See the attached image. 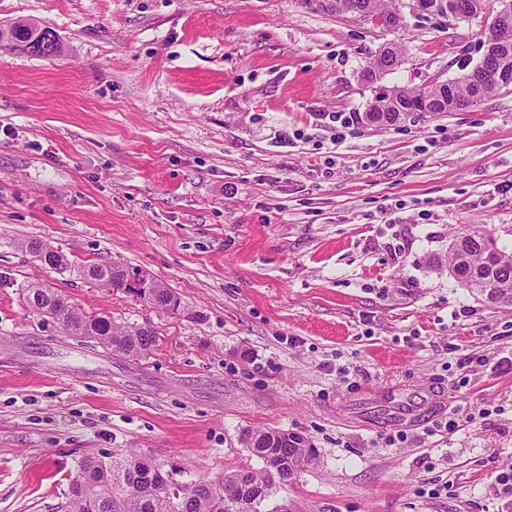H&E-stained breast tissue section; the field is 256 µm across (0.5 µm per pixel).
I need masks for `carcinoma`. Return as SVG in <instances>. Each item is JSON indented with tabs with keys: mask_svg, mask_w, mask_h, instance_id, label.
Returning a JSON list of instances; mask_svg holds the SVG:
<instances>
[{
	"mask_svg": "<svg viewBox=\"0 0 512 512\" xmlns=\"http://www.w3.org/2000/svg\"><path fill=\"white\" fill-rule=\"evenodd\" d=\"M488 37L496 49V64L512 70V23L491 21ZM478 74L476 86L484 100L500 91L488 76ZM474 86V87H476ZM474 87L452 80L447 85H432L427 94L436 101L433 111H448V102L474 94ZM422 88H397L375 97L368 112L392 125L412 108ZM30 252L44 264L65 268L68 260L41 241L27 244ZM453 277L471 292L485 296L486 280L493 282L492 299L512 305V252L498 248L494 238L480 232L460 234L449 250ZM84 272L102 288H120L136 293L154 306L195 316L178 301L171 289L152 280L147 288L138 269L117 268L109 264H90ZM27 301L34 310L56 317L71 334L89 336L110 352L132 359L142 358L157 345V332L150 327H122L99 314H88L73 305L52 288L33 285ZM250 453L262 461L263 469L241 468L217 481L179 483L177 491L151 493L144 481L159 484L167 473L164 465L133 453L112 455L109 460L85 457L78 465L77 475L69 487L64 512H260L259 505L269 496L274 484L286 485L298 470L316 460V451L306 437L298 433L259 430L245 435Z\"/></svg>",
	"mask_w": 512,
	"mask_h": 512,
	"instance_id": "obj_1",
	"label": "carcinoma"
}]
</instances>
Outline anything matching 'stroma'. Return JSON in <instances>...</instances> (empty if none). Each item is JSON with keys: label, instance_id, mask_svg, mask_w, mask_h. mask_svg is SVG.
Here are the masks:
<instances>
[{"label": "stroma", "instance_id": "35a3bbf8", "mask_svg": "<svg viewBox=\"0 0 512 512\" xmlns=\"http://www.w3.org/2000/svg\"><path fill=\"white\" fill-rule=\"evenodd\" d=\"M402 13L385 31L334 0H0V23L61 46H0V512H62L88 455L184 483L258 469L242 437L270 429L317 462L260 512H512V306L448 271L462 232L512 251V91L367 125L379 92L484 53L488 15ZM387 45L401 65L367 79ZM84 261L189 315L95 287ZM34 283L156 349L68 334ZM27 248L30 252L35 254V256L38 257L41 262L50 266L51 268H66L68 265V259H65L61 254L53 250V248L46 243L41 241H30L27 244ZM89 276L102 288H120L130 292L136 293L140 298H144L154 306L179 313L189 315L190 310L181 304L178 297L172 292L171 289L165 287L163 284L155 280L149 279L150 285L148 288H141L140 284L144 282V276L140 270L117 268L109 264H90L85 265L83 273ZM128 273H134L137 276L138 288H133L128 284Z\"/></svg>", "mask_w": 512, "mask_h": 512}]
</instances>
